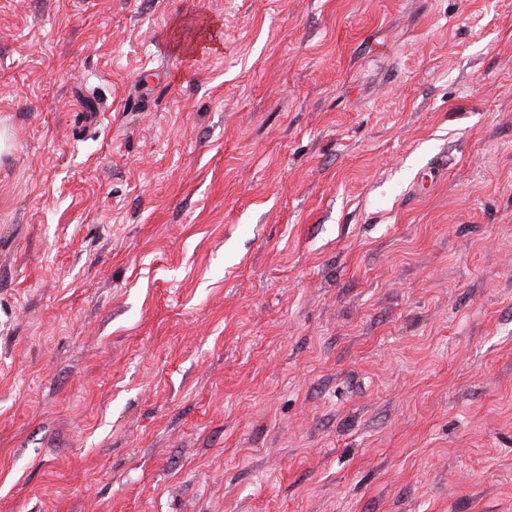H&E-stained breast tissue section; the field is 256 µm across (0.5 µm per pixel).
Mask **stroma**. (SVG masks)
Wrapping results in <instances>:
<instances>
[{
  "instance_id": "1",
  "label": "stroma",
  "mask_w": 512,
  "mask_h": 512,
  "mask_svg": "<svg viewBox=\"0 0 512 512\" xmlns=\"http://www.w3.org/2000/svg\"><path fill=\"white\" fill-rule=\"evenodd\" d=\"M0 131V512H512V0H0Z\"/></svg>"
}]
</instances>
